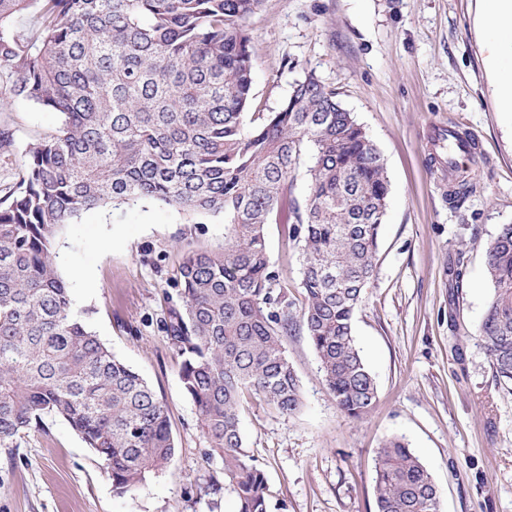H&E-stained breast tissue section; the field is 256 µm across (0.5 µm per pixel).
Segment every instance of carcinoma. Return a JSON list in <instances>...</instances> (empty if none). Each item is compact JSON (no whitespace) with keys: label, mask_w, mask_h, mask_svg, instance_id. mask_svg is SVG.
Listing matches in <instances>:
<instances>
[{"label":"carcinoma","mask_w":512,"mask_h":512,"mask_svg":"<svg viewBox=\"0 0 512 512\" xmlns=\"http://www.w3.org/2000/svg\"><path fill=\"white\" fill-rule=\"evenodd\" d=\"M261 2L0 0V106L64 117L27 147L20 181L0 199V445L60 416L120 495L172 461L166 405L74 313L54 261L59 230L78 214L138 201L224 215V252H188L182 305L163 329L237 512H270L241 428L245 395L288 415L302 406L289 334L306 333L341 411L360 419L375 408L352 321L375 271L386 167L312 72L278 111L245 121L247 21ZM285 205L302 264L298 315L265 234ZM486 267L493 293L478 336L496 376L512 382V224L488 243ZM374 482L376 512H442L431 473L399 437L379 448Z\"/></svg>","instance_id":"1"}]
</instances>
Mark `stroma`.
<instances>
[{
  "mask_svg": "<svg viewBox=\"0 0 512 512\" xmlns=\"http://www.w3.org/2000/svg\"><path fill=\"white\" fill-rule=\"evenodd\" d=\"M477 0H263L248 29L255 112L278 111L308 72L335 89L378 147L389 177L376 274L353 330L378 402L348 417L325 386L304 332L286 341L303 404L288 416L247 395L241 423L267 479L271 512H375L374 465L388 437L403 438L431 472L443 512H512V384L496 378L478 337L492 288L485 250L512 224V112L499 111L477 29ZM475 132L483 151L464 197L449 199L429 151L430 124ZM56 112L0 110L13 143L0 149V198L18 181L29 143L53 134ZM285 227L266 228L270 257L293 312L305 297ZM224 250V218L157 203L82 212L57 237L56 263L73 310L168 411L176 453L128 494L61 417L0 447V512H237L223 463L209 452L180 379L183 358L162 329L180 305L188 251ZM461 263L464 288L448 266ZM213 480L216 494H205Z\"/></svg>",
  "mask_w": 512,
  "mask_h": 512,
  "instance_id": "1",
  "label": "stroma"
}]
</instances>
